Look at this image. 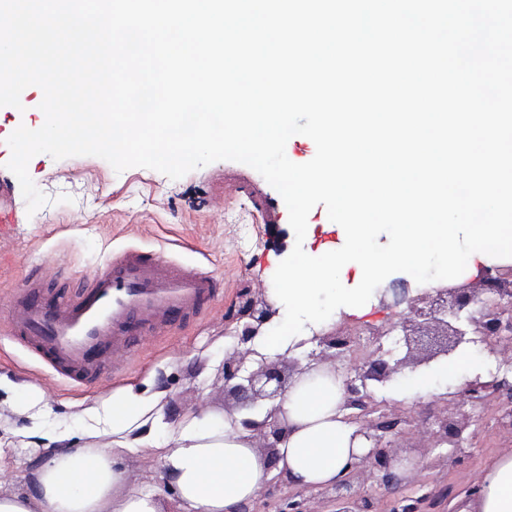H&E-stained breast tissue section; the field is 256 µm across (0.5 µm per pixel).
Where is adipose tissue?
Returning a JSON list of instances; mask_svg holds the SVG:
<instances>
[{
	"mask_svg": "<svg viewBox=\"0 0 512 512\" xmlns=\"http://www.w3.org/2000/svg\"><path fill=\"white\" fill-rule=\"evenodd\" d=\"M8 409L26 416L25 430L12 429L0 416V447L38 438L49 450L34 474L32 489L0 491V512H167L175 497L180 512H231L257 498L270 473L265 455L234 411L206 407L170 424L163 395L123 387L109 400L82 406L80 436L41 431L48 403L34 386L14 392L0 381ZM343 390L336 372L323 365L299 375L282 404L285 429L276 444L278 468L298 487L318 490L343 479L369 447L344 418ZM116 448H155L168 485L149 489L132 482L112 464ZM458 512H512V452L484 473L476 493Z\"/></svg>",
	"mask_w": 512,
	"mask_h": 512,
	"instance_id": "ef3b65f1",
	"label": "adipose tissue"
}]
</instances>
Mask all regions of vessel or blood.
Here are the masks:
<instances>
[{
  "label": "vessel or blood",
  "mask_w": 512,
  "mask_h": 512,
  "mask_svg": "<svg viewBox=\"0 0 512 512\" xmlns=\"http://www.w3.org/2000/svg\"><path fill=\"white\" fill-rule=\"evenodd\" d=\"M236 192L252 199L260 223L278 221V199L264 196L247 173L217 177L213 201ZM218 296L212 273L160 251L126 246L106 267L83 275L65 302L48 303L37 278L24 280L7 304L9 331L54 374L85 385L111 355L140 347L190 317L211 310Z\"/></svg>",
  "instance_id": "b4317fda"
}]
</instances>
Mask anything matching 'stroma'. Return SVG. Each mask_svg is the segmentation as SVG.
Here are the masks:
<instances>
[{
  "label": "stroma",
  "instance_id": "1",
  "mask_svg": "<svg viewBox=\"0 0 512 512\" xmlns=\"http://www.w3.org/2000/svg\"><path fill=\"white\" fill-rule=\"evenodd\" d=\"M22 96L26 111L0 107V179L8 181L14 175L6 167L11 155L6 140L17 126L37 120L43 93L31 86ZM242 169L238 162L217 161L173 180L141 167L118 173L95 156L56 160L39 154L30 160L29 175L49 202L31 215L22 193H15L18 221L0 236V292L16 288L26 273L38 267L59 282L50 298L64 300L61 282L103 268L113 248L125 244L162 250L182 262L202 265L220 283L210 313L186 321L169 335L149 337L135 352L117 357L100 379L78 389L57 384L41 372L37 359L10 335L6 312L0 309V376L45 391L49 401L46 429L79 434V402L109 399L113 390L138 387L147 379L153 390L164 392L169 420H179L201 405L224 407V360L233 353L243 327L237 314L250 298L263 296L275 302L272 277L283 259L279 247L295 245L288 218H281L279 224L287 238L277 243L268 225L257 222L246 196L214 205L210 195L213 175ZM434 371L431 365L409 368L395 382L374 389L376 399L399 401L402 411L417 420L420 430L407 438V445L424 441V427L443 406L441 390L400 398L396 389L399 384L430 377ZM497 416V403L480 410L465 460L438 480L436 512H454L490 463L512 452V433L498 427ZM112 460L131 481L164 484L155 449L128 448Z\"/></svg>",
  "mask_w": 512,
  "mask_h": 512
}]
</instances>
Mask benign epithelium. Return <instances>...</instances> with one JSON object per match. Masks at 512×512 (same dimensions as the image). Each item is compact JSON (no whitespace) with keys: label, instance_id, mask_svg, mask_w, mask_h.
<instances>
[{"label":"benign epithelium","instance_id":"obj_1","mask_svg":"<svg viewBox=\"0 0 512 512\" xmlns=\"http://www.w3.org/2000/svg\"><path fill=\"white\" fill-rule=\"evenodd\" d=\"M497 272L493 278L483 269L452 286L426 288L414 296L407 288L395 287L399 280H392L393 288L382 289L380 301H385L390 292L395 304H408V312L386 329L370 330L375 351L365 358H348L346 332L339 330L309 339L318 343L321 351L310 353L305 363L288 352L273 359L261 355L253 348L254 339L276 311L262 300L246 303L239 313L246 323L238 334V344L244 351L224 359V392L232 398L233 410H265L263 419L244 418L241 424L253 436L265 440L260 451L268 459V468H277L276 440L284 430L281 404L292 387L285 368L303 374L329 363L342 383V407L350 410L347 420L358 426L357 434L370 442V450L351 466L341 482L317 490V496L334 505L332 512H374L371 497L351 492L354 486L369 479L387 487L412 482L423 493L395 499L391 512H426L432 494L429 476L458 465L464 443L475 436L470 431L475 411L498 400V425L512 429V382L507 379V372H512V354L508 356L499 349L501 340L512 341V269L499 268ZM395 331L402 333L406 352L400 358L387 359L382 340ZM471 345L480 346L497 359L504 374L477 376L461 390L446 393L445 409L434 416L426 443L414 448L416 455L409 458L410 467L396 473L395 464L402 461L399 442L414 434V419L387 413V402L377 401L369 386L384 385L409 367L428 366ZM273 480L288 486V512H313L308 507L310 498L288 482L284 473L276 474Z\"/></svg>","mask_w":512,"mask_h":512}]
</instances>
